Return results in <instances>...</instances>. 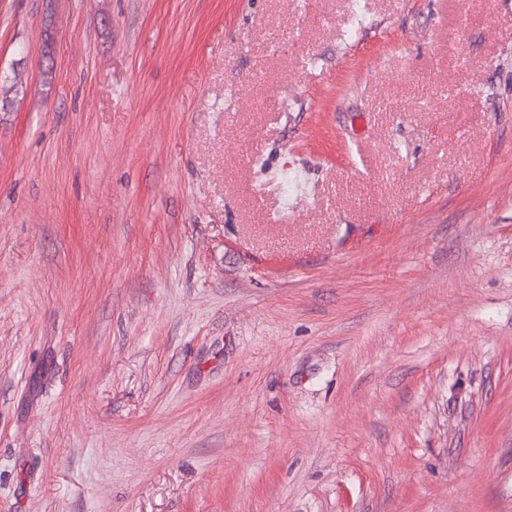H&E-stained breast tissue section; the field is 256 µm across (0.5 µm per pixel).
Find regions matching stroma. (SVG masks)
<instances>
[{"label": "stroma", "instance_id": "obj_1", "mask_svg": "<svg viewBox=\"0 0 512 512\" xmlns=\"http://www.w3.org/2000/svg\"><path fill=\"white\" fill-rule=\"evenodd\" d=\"M16 70L0 512H512V0H0Z\"/></svg>", "mask_w": 512, "mask_h": 512}]
</instances>
